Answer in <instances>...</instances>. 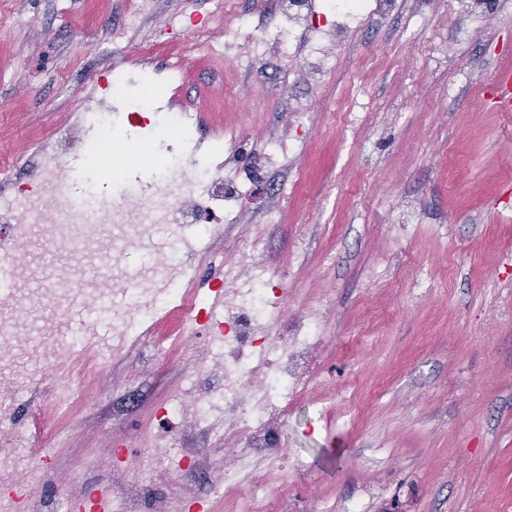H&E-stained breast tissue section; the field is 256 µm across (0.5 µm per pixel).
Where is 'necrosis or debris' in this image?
<instances>
[{
	"instance_id": "necrosis-or-debris-1",
	"label": "necrosis or debris",
	"mask_w": 512,
	"mask_h": 512,
	"mask_svg": "<svg viewBox=\"0 0 512 512\" xmlns=\"http://www.w3.org/2000/svg\"><path fill=\"white\" fill-rule=\"evenodd\" d=\"M327 7L336 17L335 29L301 41L298 33L309 26L303 0H279L283 58L297 53L326 61L329 45L350 22L383 12L386 5L384 0H328ZM129 109L134 115L153 113L174 134L173 142L164 143V162L147 188L110 181L109 193L97 195V207L88 213L79 208V195L60 178L59 161L65 151L107 149L106 140L93 143L81 134L86 124H107V107L97 100L41 143L38 188L21 185L0 193V224L10 230L9 235H0V255L8 257L7 263H0V387L13 395L28 391L33 366L44 352H64V344L55 339V315L67 308V284L76 275L75 266L55 268L61 287L50 309H42L40 297L20 272L15 240L33 247L58 243L73 250L80 263L95 268V276L84 280L80 290L89 313L80 333L83 345H91L104 318L111 320L112 336L119 342L142 335L162 313L178 316L193 332L203 325L204 296L182 256L183 234L213 239L232 223L241 194L225 190L223 173L236 168V151L195 139L196 115L187 107L161 109L149 96L130 102ZM169 225L175 229L172 245H157L160 229ZM134 249L142 252L143 262L133 272L126 259ZM214 302L224 317V335L208 337L192 361L196 376L217 373L221 380L192 401L171 397V411L189 419L203 438L223 437L232 426L246 442L247 453L237 466L225 470L223 483L213 490L211 506L216 512H288L286 494L272 495L267 485L254 480L252 459L272 443L271 409L288 406L312 380L307 353L321 338L320 325L306 319L293 332L272 331L274 301L268 281L260 278L251 287L217 293ZM255 374L264 375L266 384L259 393L244 396L241 379ZM160 482L149 466L132 477L113 470L112 512H168L167 497L150 506L145 503L146 489Z\"/></svg>"
}]
</instances>
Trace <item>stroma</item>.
Instances as JSON below:
<instances>
[{"instance_id": "obj_1", "label": "stroma", "mask_w": 512, "mask_h": 512, "mask_svg": "<svg viewBox=\"0 0 512 512\" xmlns=\"http://www.w3.org/2000/svg\"><path fill=\"white\" fill-rule=\"evenodd\" d=\"M396 0L350 28L316 73L304 57L246 45L209 59L193 37L219 0H0V167H21L116 72L163 80L140 46L163 43L183 71L179 99L200 138L240 134L290 151L255 181L228 237L213 240L280 293L281 323L319 318L320 376L271 415V481L292 512H512V112H493L496 71L512 68V0ZM273 202L280 221L263 223ZM260 238L259 252L243 242ZM175 323L121 350L100 374L71 355L36 372L0 450L34 446L8 479L52 500L80 499L114 467L172 438L190 452L194 497L209 496L241 440L200 443L167 414L202 339L162 350ZM80 405L39 411L44 393Z\"/></svg>"}]
</instances>
